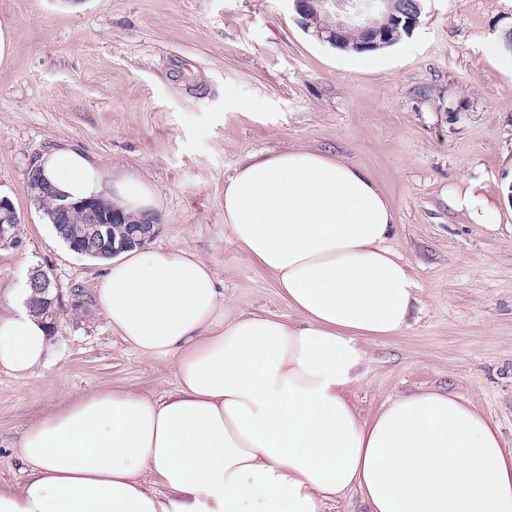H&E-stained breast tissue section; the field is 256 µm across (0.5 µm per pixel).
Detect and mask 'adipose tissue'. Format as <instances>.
<instances>
[{
	"instance_id": "adipose-tissue-1",
	"label": "adipose tissue",
	"mask_w": 512,
	"mask_h": 512,
	"mask_svg": "<svg viewBox=\"0 0 512 512\" xmlns=\"http://www.w3.org/2000/svg\"><path fill=\"white\" fill-rule=\"evenodd\" d=\"M37 165L69 199L155 205L145 183L108 180L80 151ZM448 203L501 223L480 182L450 187ZM396 222L375 180L344 160L288 150L240 164L224 224L293 318L238 311L189 249L123 252L96 307L142 356L174 359L177 385L95 392L33 420L18 450L29 476L0 489V512H322L353 490L365 512H512V448L471 403L422 391L365 416L347 397L364 340L399 335L415 299L388 244ZM50 349L31 310L0 314V368L28 375Z\"/></svg>"
}]
</instances>
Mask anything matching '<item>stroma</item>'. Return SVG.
I'll list each match as a JSON object with an SVG mask.
<instances>
[{
	"label": "stroma",
	"instance_id": "stroma-1",
	"mask_svg": "<svg viewBox=\"0 0 512 512\" xmlns=\"http://www.w3.org/2000/svg\"><path fill=\"white\" fill-rule=\"evenodd\" d=\"M417 26L370 71L306 31L292 0H0V196L20 224L0 245V312L35 270L57 322L46 364L0 369V487L18 489L28 425L79 396L176 386L96 309L105 262L65 245L28 188L42 154L69 147L152 190L154 248L187 247L244 312L291 317L271 275L230 241L224 183L254 153L308 149L366 171L397 218L392 246L418 284L409 325L364 342L349 391L363 415L422 390L462 396L512 447V200L497 230L448 206L462 178L489 195L512 168V68L489 41L512 0H422ZM233 87L236 101L224 99Z\"/></svg>",
	"mask_w": 512,
	"mask_h": 512
}]
</instances>
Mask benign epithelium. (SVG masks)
Returning a JSON list of instances; mask_svg holds the SVG:
<instances>
[{
    "label": "benign epithelium",
    "mask_w": 512,
    "mask_h": 512,
    "mask_svg": "<svg viewBox=\"0 0 512 512\" xmlns=\"http://www.w3.org/2000/svg\"><path fill=\"white\" fill-rule=\"evenodd\" d=\"M294 8L301 18V25L308 30L313 21L323 12L335 15L336 21L327 28H318V37L341 49L357 51L375 50L396 42L394 32L415 28L418 12L402 9L397 13L381 10V5L391 0H371L364 8L355 0H293ZM84 213L97 218L94 224L78 225L74 216ZM54 224L65 239L68 248L79 255L112 257L130 246H143L158 231L157 216L143 215L133 221L122 209L106 198L69 201L62 196L55 200ZM20 219L10 201L0 197V243H19L17 227ZM31 288L41 295V304L34 312L49 320L50 327L56 324L55 297L51 293V280L47 273L38 270L30 278Z\"/></svg>",
    "instance_id": "obj_1"
}]
</instances>
